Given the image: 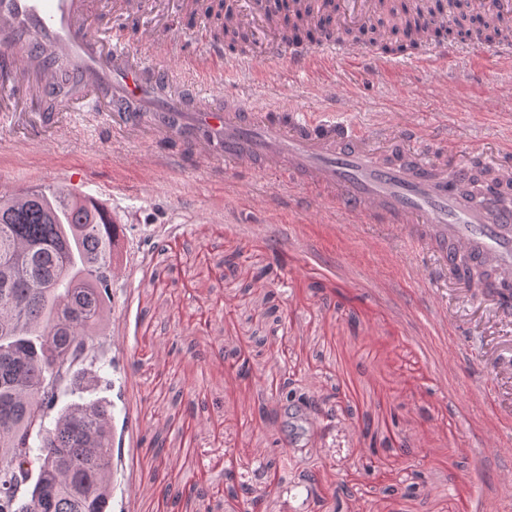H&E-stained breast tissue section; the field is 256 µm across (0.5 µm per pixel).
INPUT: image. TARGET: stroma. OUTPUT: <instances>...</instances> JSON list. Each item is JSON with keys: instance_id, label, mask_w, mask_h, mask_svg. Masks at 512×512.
<instances>
[{"instance_id": "1", "label": "stroma", "mask_w": 512, "mask_h": 512, "mask_svg": "<svg viewBox=\"0 0 512 512\" xmlns=\"http://www.w3.org/2000/svg\"><path fill=\"white\" fill-rule=\"evenodd\" d=\"M197 31L171 28L154 58L195 79L181 56L204 55ZM224 56L210 90L249 106L314 109L333 88L367 128L418 123L455 160L512 143V67L491 41L461 40L443 71L410 50L375 71L326 60L301 79L284 53ZM151 151L94 110L42 141L0 122V190L64 181L122 227L94 366L112 402V512H242L272 458L283 481L260 512H512V313L383 225H342L289 186L258 207L269 174L148 165ZM233 347L251 380L219 358ZM285 381L322 414L291 413L275 395ZM310 472L334 490L323 506ZM183 484L192 493L164 496Z\"/></svg>"}]
</instances>
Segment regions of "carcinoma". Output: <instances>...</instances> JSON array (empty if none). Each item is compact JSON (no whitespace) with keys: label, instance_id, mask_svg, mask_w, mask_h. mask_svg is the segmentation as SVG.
Returning <instances> with one entry per match:
<instances>
[{"label":"carcinoma","instance_id":"obj_1","mask_svg":"<svg viewBox=\"0 0 512 512\" xmlns=\"http://www.w3.org/2000/svg\"><path fill=\"white\" fill-rule=\"evenodd\" d=\"M458 31L477 41L496 36L495 19L455 2ZM214 38L245 53L252 42L224 23V3L206 5ZM271 12L282 28L298 25L288 0ZM422 14L390 7L369 27L348 29L354 44L408 49ZM120 225L100 204L38 188L0 196V512H111L112 402L88 370L98 354L103 314L112 302V256ZM246 379L249 360L223 355ZM77 399L57 407L63 382ZM58 409L54 423L49 412Z\"/></svg>","mask_w":512,"mask_h":512}]
</instances>
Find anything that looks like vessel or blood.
Listing matches in <instances>:
<instances>
[{"mask_svg":"<svg viewBox=\"0 0 512 512\" xmlns=\"http://www.w3.org/2000/svg\"><path fill=\"white\" fill-rule=\"evenodd\" d=\"M337 29L372 19L374 0H333ZM140 0H0V116L13 118L22 102L53 124L59 112L102 110L108 127L149 135L177 147L186 165L280 171L310 194L336 204L364 224L399 231L411 246L436 253L449 279L480 299L512 311V160L485 153L457 163L436 155L416 124L386 134L383 147L347 111L305 112L267 106L243 112L236 97L203 95L199 83L177 79L147 53L162 31L141 29L140 56L109 41L93 17L111 24L130 21ZM270 48L284 51L293 71L307 73L328 58L347 59L341 43L283 42L270 34ZM459 48L431 43L423 60L447 62ZM68 62L82 94L47 111L52 60Z\"/></svg>","mask_w":512,"mask_h":512,"instance_id":"vessel-or-blood-1","label":"vessel or blood"}]
</instances>
